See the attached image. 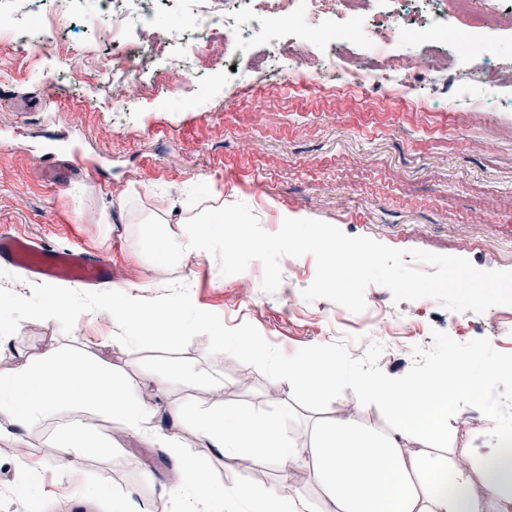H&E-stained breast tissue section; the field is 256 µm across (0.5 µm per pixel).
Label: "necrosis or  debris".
Wrapping results in <instances>:
<instances>
[{"label": "necrosis or debris", "instance_id": "obj_1", "mask_svg": "<svg viewBox=\"0 0 512 512\" xmlns=\"http://www.w3.org/2000/svg\"><path fill=\"white\" fill-rule=\"evenodd\" d=\"M162 0H104L106 11L88 9L83 21L95 41L121 47L122 53L105 74L113 97L131 101L146 94L141 73L156 60H165L185 88L193 72L209 69L216 47L232 49L248 36L249 29L279 30L293 26L299 16L309 19L288 46L295 62L283 71L277 61L242 77L239 87L253 79L287 76L294 86H335L352 93L380 85L388 97L411 98L417 88L412 75L441 72L463 76L481 86L484 95H497L512 86V67L477 61L476 52L489 39L487 24L512 32V0H450L447 25L423 21L431 0H182L179 15L164 29H156L152 16ZM20 28H14L20 45L57 37L67 18L57 0H31ZM196 39L192 65L173 56L174 47ZM321 46L311 56V46ZM402 75L392 84L393 75Z\"/></svg>", "mask_w": 512, "mask_h": 512}]
</instances>
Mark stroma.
<instances>
[{
    "instance_id": "35a3bbf8",
    "label": "stroma",
    "mask_w": 512,
    "mask_h": 512,
    "mask_svg": "<svg viewBox=\"0 0 512 512\" xmlns=\"http://www.w3.org/2000/svg\"><path fill=\"white\" fill-rule=\"evenodd\" d=\"M288 31L253 33L249 46L218 60V75L196 77L195 100L173 98L162 107L145 98L128 111L98 102L111 50L88 56L80 83L52 79L49 59L84 49L91 36L71 18L61 37L18 48L0 33V231H19L57 248H89L112 261L117 284L162 295L165 285L187 286L194 305L218 314L230 328L252 324L282 353L331 349L353 369L387 379L421 375L444 358L466 360L475 374L498 363L512 369V307L457 312L431 298L394 302L370 285L366 308L354 314L335 302L304 300L316 274L312 255L280 260L275 293L261 287L263 265L225 276L217 258L191 256L173 268L152 261L137 241L144 214L167 211L168 233L180 232L188 210L208 205L212 193L225 204L245 203L267 232L284 219L313 218L350 236L396 249L460 256L476 268L512 270V88L485 100L479 112L455 102L465 88L447 76L420 81L413 100H384L369 86L349 95L323 88H294L278 79L237 89L258 51L281 55ZM95 166L98 178H81L76 160ZM70 350L120 378L139 383L159 413L175 405L207 407L196 387L156 391L142 366L194 367L223 388V401L283 416L293 434L334 419L352 388L317 398L271 380L255 367L208 351L207 336L181 352L135 351L112 339L102 312L82 313L71 332L59 323L25 321L0 345V374ZM481 401H466L448 415V442L469 454L484 453L489 410L512 432V372L490 381ZM362 424L388 430L371 402L357 403ZM76 411L58 408L38 432H21L0 415V512H112V495L130 490L145 512H177L164 488L174 479L170 450L125 431L121 418L99 417L111 437V456L84 452L78 477L61 475L44 450ZM180 447L207 463L217 479L277 485V472L260 461L230 465L198 433L178 434ZM39 471L42 492L30 498L15 487L27 467Z\"/></svg>"
}]
</instances>
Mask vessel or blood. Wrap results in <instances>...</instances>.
I'll use <instances>...</instances> for the list:
<instances>
[{
  "label": "vessel or blood",
  "instance_id": "1",
  "mask_svg": "<svg viewBox=\"0 0 512 512\" xmlns=\"http://www.w3.org/2000/svg\"><path fill=\"white\" fill-rule=\"evenodd\" d=\"M0 262L49 279H70L85 285L111 282L112 262L84 249H56L22 234L0 232Z\"/></svg>",
  "mask_w": 512,
  "mask_h": 512
}]
</instances>
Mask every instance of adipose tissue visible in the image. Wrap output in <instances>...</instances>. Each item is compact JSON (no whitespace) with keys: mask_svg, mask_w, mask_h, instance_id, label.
Returning <instances> with one entry per match:
<instances>
[{"mask_svg":"<svg viewBox=\"0 0 512 512\" xmlns=\"http://www.w3.org/2000/svg\"><path fill=\"white\" fill-rule=\"evenodd\" d=\"M212 200V206L183 218L175 237L164 232L165 215L145 216V223L154 227L153 251L161 263L176 265L213 246L250 248L244 226L225 222L220 194ZM276 369L291 387L312 395L353 386L360 397L382 405L389 431L365 426L348 412L301 438L288 432L282 418L260 410L214 405L190 412L173 407L165 437L173 447L177 480L168 492L180 501L182 512H512V443H505L503 431L493 430L488 451L477 457L448 446L449 411L485 395L484 381L472 375L465 361L386 380L346 370L334 352L322 349L282 358ZM61 405L120 417L126 431L149 442L160 436L150 425L157 410L137 385L118 381L71 353L51 351L0 374V415L10 417L19 430H40ZM184 427L224 458H262L281 473L280 485L215 479L207 465L177 448V434ZM414 443L419 446L415 452L410 449ZM49 447V459L68 471L79 465L73 449L105 456L112 452V441L77 421L65 425ZM302 470L320 488V504L291 481V474Z\"/></svg>","mask_w":512,"mask_h":512,"instance_id":"ef3b65f1","label":"adipose tissue"}]
</instances>
